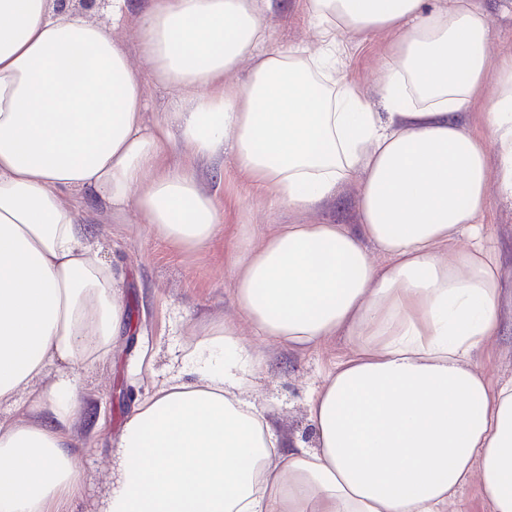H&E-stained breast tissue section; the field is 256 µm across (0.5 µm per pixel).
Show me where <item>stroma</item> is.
<instances>
[{
	"label": "stroma",
	"instance_id": "35a3bbf8",
	"mask_svg": "<svg viewBox=\"0 0 512 512\" xmlns=\"http://www.w3.org/2000/svg\"><path fill=\"white\" fill-rule=\"evenodd\" d=\"M275 47L316 49L318 39L304 0L288 6L266 21ZM391 36L374 34L344 40L339 77L353 84L371 105L380 101L382 65ZM224 233L202 253H190L157 237L146 224H116L102 203L86 198L83 221L90 230L100 259L124 277L125 321L108 352L94 360L50 366L42 385L59 373L74 377L76 396L85 410L77 449L83 473L82 490L67 512H101L109 493L112 449L125 421L138 403L155 392L182 366L183 346L189 335L204 337L239 313L234 303L235 239L241 231L255 237L287 223L288 211L270 192L256 189L234 171L232 156L224 158V181L216 191ZM484 234L503 250H512V203L489 195L479 216ZM505 331L476 363L491 385L512 380V308L504 307ZM244 344L263 355L267 367L255 374L248 398L266 411L276 428L316 445L309 419L308 399L352 344L343 337L299 353L272 339L242 328Z\"/></svg>",
	"mask_w": 512,
	"mask_h": 512
}]
</instances>
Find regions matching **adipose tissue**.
I'll use <instances>...</instances> for the list:
<instances>
[{"label": "adipose tissue", "mask_w": 512, "mask_h": 512, "mask_svg": "<svg viewBox=\"0 0 512 512\" xmlns=\"http://www.w3.org/2000/svg\"><path fill=\"white\" fill-rule=\"evenodd\" d=\"M305 2L313 52L267 48L262 19L286 0H109L113 23L138 10L155 79L181 93L149 126L111 25L0 0V404L25 407L0 419V512L81 487L75 383L35 384L106 351L124 319L84 194L203 251L223 226L197 165L228 149L295 216L242 234V318L295 350L343 336L354 351L308 401L309 449L247 398L266 361L235 324L185 345L198 378L172 375L128 419L103 512H469L473 484L512 512V381L474 362L503 333V258L472 237L489 190L512 201V54L492 55L481 0ZM380 32L377 112L336 74L340 37ZM177 140L192 165L163 164ZM355 179V223L305 221Z\"/></svg>", "instance_id": "1"}]
</instances>
